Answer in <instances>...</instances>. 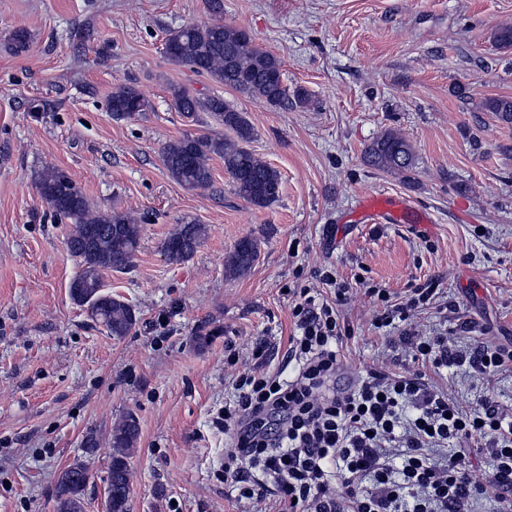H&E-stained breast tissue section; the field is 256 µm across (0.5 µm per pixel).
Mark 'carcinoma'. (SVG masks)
<instances>
[{
	"instance_id": "1",
	"label": "carcinoma",
	"mask_w": 512,
	"mask_h": 512,
	"mask_svg": "<svg viewBox=\"0 0 512 512\" xmlns=\"http://www.w3.org/2000/svg\"><path fill=\"white\" fill-rule=\"evenodd\" d=\"M165 53L176 64L237 91L266 100L274 106L308 103V93L298 88L288 94L280 61L255 46L250 34L241 28L213 22L186 25L169 31ZM173 107L187 119L205 112L216 123L234 131L236 139L212 135L185 134L167 143L162 161L169 176L188 190H206L213 182L212 156L224 161L239 197L256 208H266L279 196L280 173L254 153L248 144L254 130L241 112L223 98H198L184 89H173ZM148 107L144 95L134 86L122 85L112 92L110 111L116 121L125 120ZM482 109L502 124L512 125V98L490 97ZM367 165L385 172L404 174L414 165L412 146L401 136L387 132L364 151ZM35 184L55 216L70 221L68 246L80 259L76 275L78 287L70 289L75 303L87 307L89 317L117 338L128 335L137 324L135 309L119 295L102 292L103 274L132 267L140 247L141 225L129 213L102 211L91 206L82 190L62 169L45 167L35 175ZM206 228L196 222L178 225L161 245L166 258L182 262L196 252ZM259 253L258 241L246 237L237 242L225 258L231 275H243ZM139 438L136 418L127 415L112 427L106 480L107 512H130V470L128 459ZM89 463L74 460L61 473L56 487L57 512H84V492L89 481Z\"/></svg>"
}]
</instances>
